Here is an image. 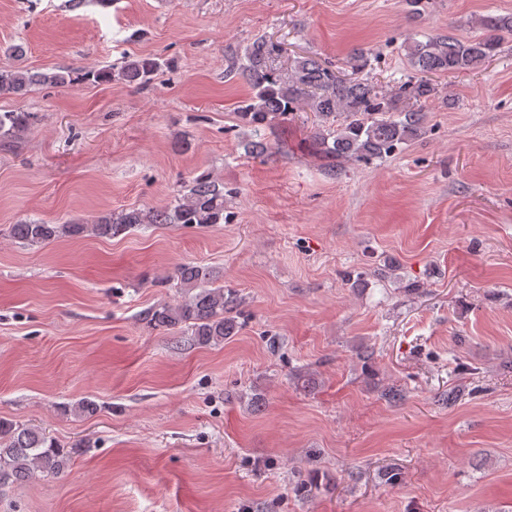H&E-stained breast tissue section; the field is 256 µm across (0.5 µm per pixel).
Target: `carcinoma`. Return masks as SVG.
Masks as SVG:
<instances>
[{"mask_svg": "<svg viewBox=\"0 0 512 512\" xmlns=\"http://www.w3.org/2000/svg\"><path fill=\"white\" fill-rule=\"evenodd\" d=\"M478 25L482 34L474 40L441 34L429 35L424 41L408 39L405 51L413 74L386 90L362 76L370 65L369 52L363 49L351 55L347 64L352 73L344 74L312 55L296 56L284 68L280 43L255 39L227 56L224 68V76L239 77L250 88L237 111L239 121L252 131L244 144L245 153L254 158L267 155L265 131L302 110L313 114L310 141L331 168L394 155L402 145L426 134V115L413 105L438 95L434 79L475 69L494 56L500 33L512 31V15H488L480 18ZM159 67L156 58L141 55L104 69H0V92L18 96L35 86L111 80L140 87L150 82ZM36 120L34 112H1L0 141L9 145L21 140ZM232 197L234 193L224 191L222 179L202 173L178 189L164 208L107 211L90 221L70 224L28 219L11 225V235L24 244L37 245L66 238H112L141 224H222ZM174 278L181 300L147 311L150 326L187 331L201 347L219 344L236 332L244 301L218 283L211 268L183 265L176 269ZM70 461L69 453L41 430L0 421V485L30 475L56 478Z\"/></svg>", "mask_w": 512, "mask_h": 512, "instance_id": "1", "label": "carcinoma"}]
</instances>
